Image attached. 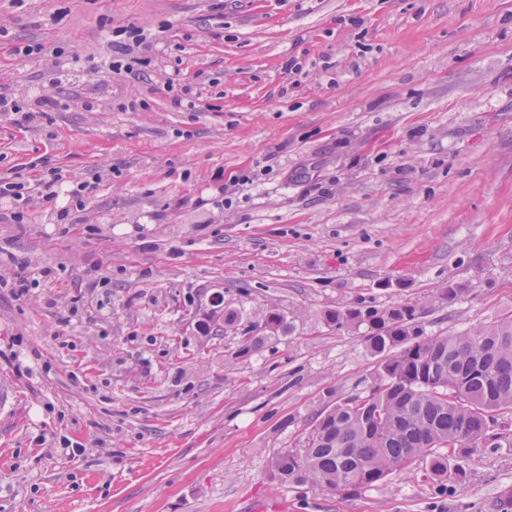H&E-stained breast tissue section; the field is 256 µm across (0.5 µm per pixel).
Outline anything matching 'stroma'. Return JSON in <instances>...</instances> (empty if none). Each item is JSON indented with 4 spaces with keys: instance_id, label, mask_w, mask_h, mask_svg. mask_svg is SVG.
<instances>
[{
    "instance_id": "stroma-1",
    "label": "stroma",
    "mask_w": 512,
    "mask_h": 512,
    "mask_svg": "<svg viewBox=\"0 0 512 512\" xmlns=\"http://www.w3.org/2000/svg\"><path fill=\"white\" fill-rule=\"evenodd\" d=\"M129 23L134 71H109ZM0 26V91L35 115L0 112V177L93 186L67 226L0 205V250L58 272L0 287V512H501L512 447L445 488L268 471L376 382L326 310L408 302L431 336L512 317V0H0ZM34 43L64 53L13 52ZM216 296L243 317L201 335ZM269 306L294 330L252 348ZM112 34V48L115 46L117 53L121 55H127V52L132 46V44L129 43L130 40L134 45H140L145 40L142 31L133 25L115 28V30L112 31ZM123 36V39L120 38ZM114 37L118 39H114Z\"/></svg>"
}]
</instances>
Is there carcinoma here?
Here are the masks:
<instances>
[{
	"label": "carcinoma",
	"instance_id": "carcinoma-1",
	"mask_svg": "<svg viewBox=\"0 0 512 512\" xmlns=\"http://www.w3.org/2000/svg\"><path fill=\"white\" fill-rule=\"evenodd\" d=\"M330 327L365 325L367 350L380 358L377 383L318 417L307 446L271 462L269 478L281 487L310 485L340 491L375 486L395 472L423 464L444 483L465 479L462 462L481 444L493 414L512 416V318L449 336H428L421 311L406 303L384 309H330ZM252 336L287 335L293 325L264 308ZM490 368L474 372L479 359Z\"/></svg>",
	"mask_w": 512,
	"mask_h": 512
}]
</instances>
